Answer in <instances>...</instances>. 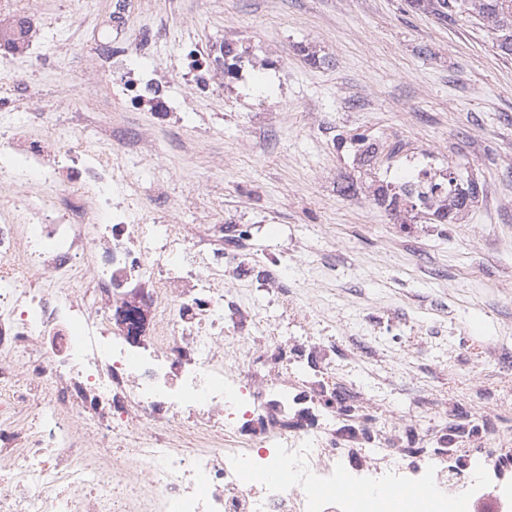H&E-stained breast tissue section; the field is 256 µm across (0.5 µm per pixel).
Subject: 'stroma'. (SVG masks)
Here are the masks:
<instances>
[{"label":"stroma","mask_w":512,"mask_h":512,"mask_svg":"<svg viewBox=\"0 0 512 512\" xmlns=\"http://www.w3.org/2000/svg\"><path fill=\"white\" fill-rule=\"evenodd\" d=\"M113 2L26 0L43 19L27 79L44 123L72 134L74 86L95 148L107 127L138 133L137 150H111L130 173L115 201L202 246L223 225L237 243L225 320L287 338L281 379L353 407L336 417L349 445L381 427L400 452L512 445V57L405 0H130L119 22ZM227 41L245 51L236 75L197 84L188 50ZM136 62L171 111L117 93L99 107ZM340 134L376 143L375 160ZM419 162L478 183L458 223L395 219L373 196Z\"/></svg>","instance_id":"35a3bbf8"}]
</instances>
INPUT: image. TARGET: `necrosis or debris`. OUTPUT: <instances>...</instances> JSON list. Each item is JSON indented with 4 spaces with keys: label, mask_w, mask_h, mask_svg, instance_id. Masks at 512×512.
<instances>
[{
    "label": "necrosis or debris",
    "mask_w": 512,
    "mask_h": 512,
    "mask_svg": "<svg viewBox=\"0 0 512 512\" xmlns=\"http://www.w3.org/2000/svg\"><path fill=\"white\" fill-rule=\"evenodd\" d=\"M126 177L80 135L0 128V512H357L341 483L368 512L400 487L419 512H512L483 482L501 449L468 479L443 451H341L326 395L276 375L287 341L236 346L223 249L115 208Z\"/></svg>",
    "instance_id": "1"
}]
</instances>
